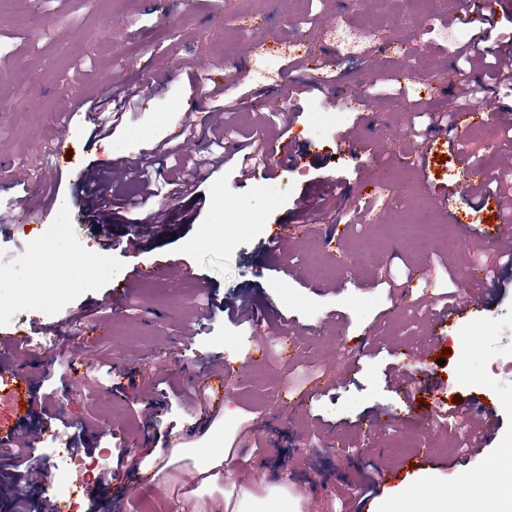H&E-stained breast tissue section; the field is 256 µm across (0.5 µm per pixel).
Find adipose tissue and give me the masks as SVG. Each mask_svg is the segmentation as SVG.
Listing matches in <instances>:
<instances>
[{"instance_id": "adipose-tissue-1", "label": "adipose tissue", "mask_w": 512, "mask_h": 512, "mask_svg": "<svg viewBox=\"0 0 512 512\" xmlns=\"http://www.w3.org/2000/svg\"><path fill=\"white\" fill-rule=\"evenodd\" d=\"M232 448L222 422L213 423L200 444L182 442L151 465L152 480L167 483L178 463L189 462L200 478L201 486L225 481L233 490L224 497V512H302L304 498L291 493L287 481L268 483L263 493L240 485L231 469ZM385 512H512V487L503 483L486 484L468 479L465 492L449 498L427 482L404 483L390 495Z\"/></svg>"}]
</instances>
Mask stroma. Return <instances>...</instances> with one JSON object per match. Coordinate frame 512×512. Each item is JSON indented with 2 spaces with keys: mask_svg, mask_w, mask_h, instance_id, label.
I'll use <instances>...</instances> for the list:
<instances>
[{
  "mask_svg": "<svg viewBox=\"0 0 512 512\" xmlns=\"http://www.w3.org/2000/svg\"><path fill=\"white\" fill-rule=\"evenodd\" d=\"M481 25L457 20L453 0H191L187 8L173 0H96L90 8L84 0H0V333L30 331L34 318L60 330L50 348L21 347L30 397L20 412L0 402V421L34 440V464L47 471L41 496L90 512L106 460L116 468L98 490L112 512L129 497L149 498L156 512H197L189 463L164 485L147 483L139 467L176 438H198L203 415L223 419L232 434L238 478L290 476L306 497L303 512H382L386 492L352 500L347 490L382 466L394 468L393 484L407 481L399 463L408 442L434 449L438 462L423 474L448 492L459 491L465 472L494 483L490 468L512 445V276L491 311L443 336L445 364L402 353L428 339L437 300L464 299L475 269L500 265L493 242L469 239L465 228L503 224L502 207H476L456 193L464 169L505 174L489 133L430 129L424 163L414 158L422 117L460 93L455 30ZM340 26L366 37L339 54L334 81L297 102L284 59L263 70L245 55L288 38L309 58ZM407 65L428 81L395 108L389 95ZM240 70L245 79L230 83ZM200 73L240 102L223 123L192 88ZM117 78L140 84L142 95L107 139H92L88 107ZM352 96L365 118L344 108ZM189 121L195 136L165 172L219 146L233 153L255 134L320 155L249 185L235 162L202 168V203L162 194L169 224L136 236L125 208L116 209L109 250L83 210L53 205L70 190L50 151L59 132L72 145L73 170H107L147 161ZM350 135L376 141L378 153H352L343 144ZM13 167L23 178H10ZM388 167L396 198L378 216L363 215L355 200L373 193ZM446 190L463 224L439 213ZM280 222L298 231L274 252L269 235ZM48 252L65 259V271L45 262ZM171 258L189 263L196 279L150 276L115 303L131 269ZM242 295L248 321L227 319L225 301ZM71 314L81 317L80 334L66 330ZM210 360L237 367L243 385L230 378L222 393L200 389ZM398 370L412 379L408 392L394 385ZM440 393L465 403L493 394L499 425L482 452L466 449L470 422L452 428L437 414ZM296 396L300 407L279 409ZM375 414L386 418L376 433L364 426ZM79 435L93 452L77 495L59 443Z\"/></svg>",
  "mask_w": 512,
  "mask_h": 512,
  "instance_id": "obj_1",
  "label": "stroma"
}]
</instances>
